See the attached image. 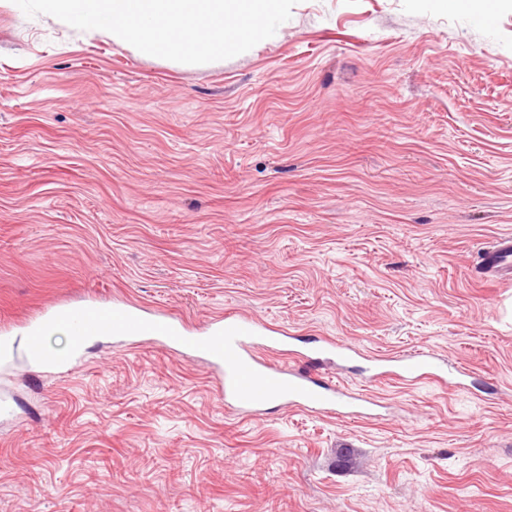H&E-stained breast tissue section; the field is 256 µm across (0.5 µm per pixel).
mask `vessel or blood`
<instances>
[{
    "instance_id": "b4317fda",
    "label": "vessel or blood",
    "mask_w": 512,
    "mask_h": 512,
    "mask_svg": "<svg viewBox=\"0 0 512 512\" xmlns=\"http://www.w3.org/2000/svg\"><path fill=\"white\" fill-rule=\"evenodd\" d=\"M481 263L485 280L511 282L512 234L496 237ZM56 328L66 329L73 337L74 350L51 352L45 335ZM93 336H111L133 343L151 340L180 353L203 357L223 383L225 412L238 417L263 411L276 403L305 413L366 420L370 417L369 406L378 402L374 389L386 377H394L396 383L403 385L429 382L444 387L452 384L457 370L456 364L447 358L423 350L373 356L363 372L361 388L348 390L325 380L327 366L345 370L361 358L360 348L345 341L326 339L316 342L307 352L289 353L285 350L286 331L268 333L266 325L252 317L228 313L203 333L189 334L173 318H148L125 305L109 310L95 306L55 310L25 331L23 347L31 362L63 374L71 370L78 357V345ZM285 354L291 360L287 367L279 362Z\"/></svg>"
}]
</instances>
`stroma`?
I'll list each match as a JSON object with an SVG mask.
<instances>
[{
    "label": "stroma",
    "instance_id": "stroma-1",
    "mask_svg": "<svg viewBox=\"0 0 512 512\" xmlns=\"http://www.w3.org/2000/svg\"><path fill=\"white\" fill-rule=\"evenodd\" d=\"M512 0H299L182 64L0 0V336L115 303L427 348L494 394L385 384L374 420L227 415L209 366L0 353V512H512ZM484 279L491 282L512 281V234L496 237L486 248L481 261Z\"/></svg>",
    "mask_w": 512,
    "mask_h": 512
}]
</instances>
